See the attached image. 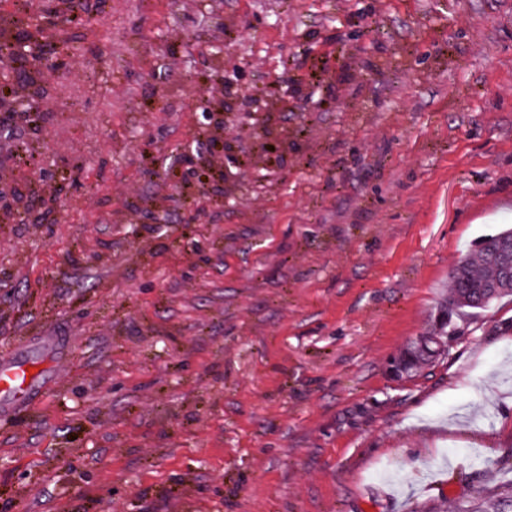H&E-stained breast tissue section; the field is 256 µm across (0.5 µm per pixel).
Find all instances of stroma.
Returning a JSON list of instances; mask_svg holds the SVG:
<instances>
[{
  "label": "stroma",
  "instance_id": "35a3bbf8",
  "mask_svg": "<svg viewBox=\"0 0 512 512\" xmlns=\"http://www.w3.org/2000/svg\"><path fill=\"white\" fill-rule=\"evenodd\" d=\"M0 139V512H458L512 467V297L403 382L512 216V0H81ZM317 89L271 111L276 80ZM223 88L230 117L194 102ZM281 143L266 154V140ZM224 176L189 174L179 149ZM56 193L44 223L19 219ZM443 337L446 339L443 340ZM458 337L456 336H422L419 337L413 346L409 349L401 359L395 361L389 365V371L391 376L399 381L410 377V373L417 369L420 363L416 362V356L420 353L423 355L433 358L437 354L445 353L452 347V344ZM417 363V365H416ZM28 365L18 361L16 357H0V407L2 410L33 397L52 372L51 368H43L38 372L27 370Z\"/></svg>",
  "mask_w": 512,
  "mask_h": 512
}]
</instances>
